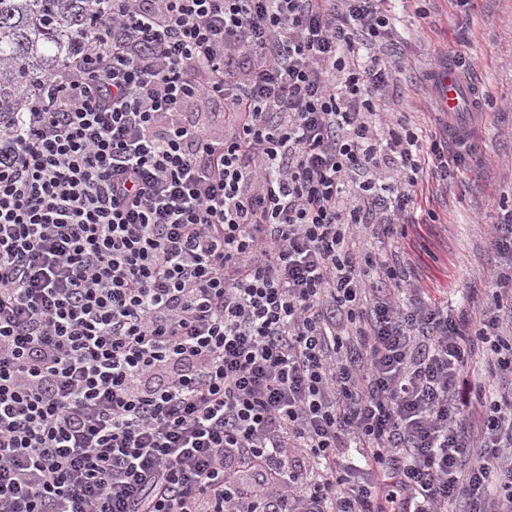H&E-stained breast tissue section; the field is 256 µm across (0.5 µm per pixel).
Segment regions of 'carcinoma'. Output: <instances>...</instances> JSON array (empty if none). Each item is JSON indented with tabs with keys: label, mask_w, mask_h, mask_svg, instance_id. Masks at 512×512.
<instances>
[{
	"label": "carcinoma",
	"mask_w": 512,
	"mask_h": 512,
	"mask_svg": "<svg viewBox=\"0 0 512 512\" xmlns=\"http://www.w3.org/2000/svg\"><path fill=\"white\" fill-rule=\"evenodd\" d=\"M101 0H0V103L11 112L35 76L57 70L71 54L70 36Z\"/></svg>",
	"instance_id": "obj_1"
}]
</instances>
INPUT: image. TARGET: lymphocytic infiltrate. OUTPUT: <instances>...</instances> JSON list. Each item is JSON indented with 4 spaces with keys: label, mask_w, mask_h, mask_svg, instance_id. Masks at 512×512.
<instances>
[{
    "label": "lymphocytic infiltrate",
    "mask_w": 512,
    "mask_h": 512,
    "mask_svg": "<svg viewBox=\"0 0 512 512\" xmlns=\"http://www.w3.org/2000/svg\"><path fill=\"white\" fill-rule=\"evenodd\" d=\"M0 112V512H512V225L421 297L390 0H108Z\"/></svg>",
    "instance_id": "lymphocytic-infiltrate-1"
}]
</instances>
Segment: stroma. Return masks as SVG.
<instances>
[{
	"mask_svg": "<svg viewBox=\"0 0 512 512\" xmlns=\"http://www.w3.org/2000/svg\"><path fill=\"white\" fill-rule=\"evenodd\" d=\"M396 35L398 109L423 135L440 130L431 81L442 59L464 54L485 98L483 111L454 116L475 132L467 170L446 182L432 169L422 175L418 203L434 209L437 222L408 227L399 242L413 281L433 299L482 303L498 265L491 226L512 213V0H471L464 7L409 0Z\"/></svg>",
	"mask_w": 512,
	"mask_h": 512,
	"instance_id": "obj_1",
	"label": "stroma"
}]
</instances>
